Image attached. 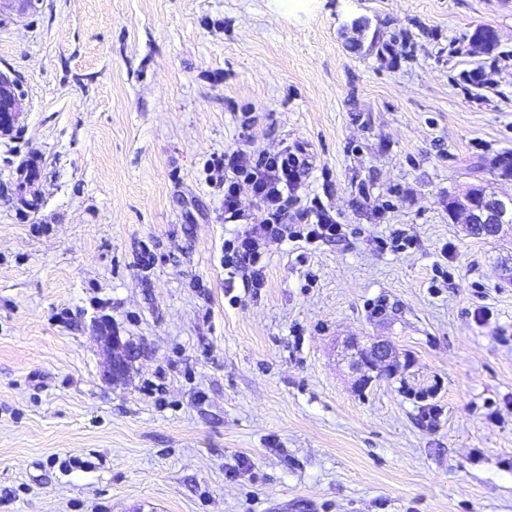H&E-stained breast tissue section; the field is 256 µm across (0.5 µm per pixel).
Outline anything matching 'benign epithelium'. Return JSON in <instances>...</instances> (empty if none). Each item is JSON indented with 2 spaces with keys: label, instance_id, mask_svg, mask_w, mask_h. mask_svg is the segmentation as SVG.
Instances as JSON below:
<instances>
[{
  "label": "benign epithelium",
  "instance_id": "obj_1",
  "mask_svg": "<svg viewBox=\"0 0 512 512\" xmlns=\"http://www.w3.org/2000/svg\"><path fill=\"white\" fill-rule=\"evenodd\" d=\"M18 115V103L12 95L10 82L7 77L0 74L1 136L12 131ZM511 211V195H493L483 199L473 187L460 194L448 195V215L455 222L462 224L470 234L480 227L492 229L495 236L506 229L511 230L512 225L505 220L506 214ZM95 327L107 356L106 380L114 385L125 382L135 357L134 348L112 329L109 320L99 319ZM396 367L392 346L380 340L372 342L369 346L359 349L355 356L353 370L358 374L357 387H367L375 379L394 371Z\"/></svg>",
  "mask_w": 512,
  "mask_h": 512
}]
</instances>
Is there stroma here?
Returning a JSON list of instances; mask_svg holds the SVG:
<instances>
[{
    "mask_svg": "<svg viewBox=\"0 0 512 512\" xmlns=\"http://www.w3.org/2000/svg\"><path fill=\"white\" fill-rule=\"evenodd\" d=\"M0 74V512H512V232L446 207L512 195V0H0ZM236 148L344 226L256 293L224 288ZM352 335L398 371L357 391ZM18 103L12 95L10 82L0 74V135L12 131L18 119ZM95 327L107 356L106 380L113 385L124 383L129 377L135 357L134 348L128 341H123L119 333L112 329V323L109 320L99 319Z\"/></svg>",
    "mask_w": 512,
    "mask_h": 512,
    "instance_id": "stroma-1",
    "label": "stroma"
}]
</instances>
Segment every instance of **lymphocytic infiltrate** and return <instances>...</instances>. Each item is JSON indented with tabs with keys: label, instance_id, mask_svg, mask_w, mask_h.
<instances>
[{
	"label": "lymphocytic infiltrate",
	"instance_id": "f902f5d3",
	"mask_svg": "<svg viewBox=\"0 0 512 512\" xmlns=\"http://www.w3.org/2000/svg\"><path fill=\"white\" fill-rule=\"evenodd\" d=\"M211 167L224 172V211L239 217V195L249 190L258 204L257 220L263 227L262 236L251 230L236 232L224 242V268L228 275L243 273L253 288L265 283L262 241L284 240L288 222V204L301 177V163L291 153L249 154L228 150L212 159Z\"/></svg>",
	"mask_w": 512,
	"mask_h": 512
}]
</instances>
